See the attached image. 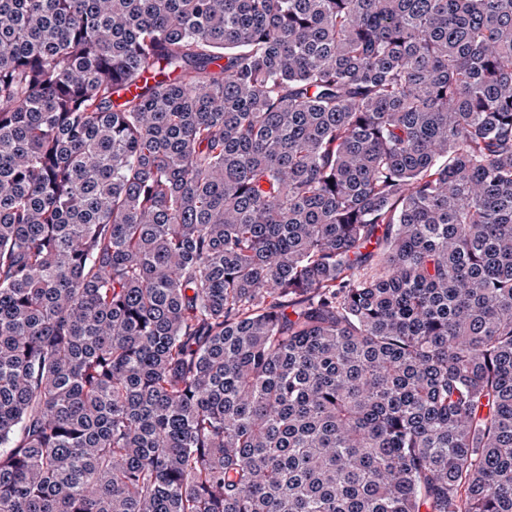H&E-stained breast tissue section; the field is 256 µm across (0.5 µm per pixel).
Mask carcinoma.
Instances as JSON below:
<instances>
[{"label":"carcinoma","instance_id":"obj_1","mask_svg":"<svg viewBox=\"0 0 512 512\" xmlns=\"http://www.w3.org/2000/svg\"><path fill=\"white\" fill-rule=\"evenodd\" d=\"M0 512H512V0H0Z\"/></svg>","mask_w":512,"mask_h":512}]
</instances>
